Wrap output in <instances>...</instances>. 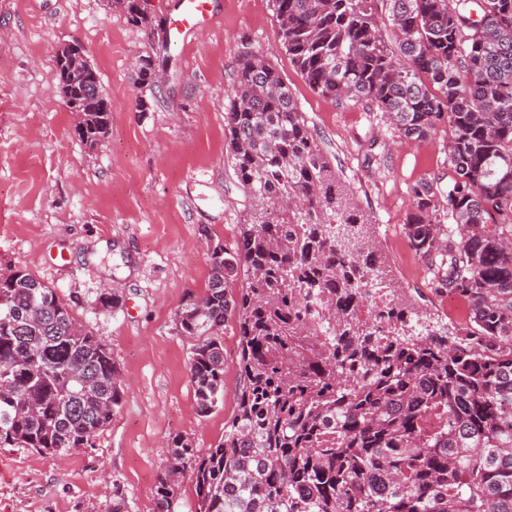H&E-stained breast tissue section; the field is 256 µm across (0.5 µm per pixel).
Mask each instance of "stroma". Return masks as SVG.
Here are the masks:
<instances>
[{"label":"stroma","instance_id":"stroma-1","mask_svg":"<svg viewBox=\"0 0 512 512\" xmlns=\"http://www.w3.org/2000/svg\"><path fill=\"white\" fill-rule=\"evenodd\" d=\"M187 42L161 52L165 80L148 90L133 79L144 33L106 0H0V276L23 269L54 288L111 349L126 387L89 447L0 448V512H112L118 500L124 512H156L173 438L201 450L223 440L239 386L237 319L220 332L224 401L203 417L190 381L194 340L175 319L205 291L208 242L239 244L246 198L224 109L244 53L264 55L288 83L420 317L467 321L466 303L437 288L404 233L414 185L452 177L447 129L417 144L376 108L319 95L291 64L271 0H214L213 20ZM71 43L112 100L110 131L93 147L75 135L60 92L55 54ZM107 284L121 301L106 310L97 297Z\"/></svg>","mask_w":512,"mask_h":512}]
</instances>
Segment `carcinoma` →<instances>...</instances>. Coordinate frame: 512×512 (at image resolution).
<instances>
[{"instance_id":"obj_1","label":"carcinoma","mask_w":512,"mask_h":512,"mask_svg":"<svg viewBox=\"0 0 512 512\" xmlns=\"http://www.w3.org/2000/svg\"><path fill=\"white\" fill-rule=\"evenodd\" d=\"M271 2L285 52L321 96L374 106L414 142L448 128L451 181L413 187L404 233L469 321L419 322L288 85L244 54L224 112L248 200L242 247L207 245V288L177 313L196 340L201 416L224 402L219 331L237 314V409L213 448L173 440L159 512H175L185 477L198 512H512V0ZM113 3L147 37L134 76L152 89L161 20L138 0ZM56 66L79 73L64 97L98 89L104 111L81 113L77 129L93 147L111 100L87 58ZM123 395L111 350L54 289L21 269L0 277V448H81Z\"/></svg>"}]
</instances>
